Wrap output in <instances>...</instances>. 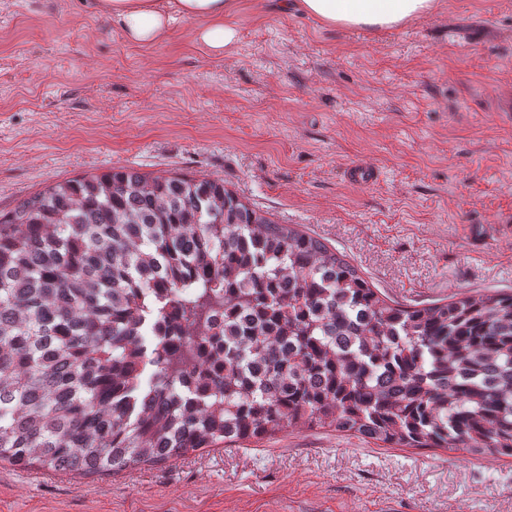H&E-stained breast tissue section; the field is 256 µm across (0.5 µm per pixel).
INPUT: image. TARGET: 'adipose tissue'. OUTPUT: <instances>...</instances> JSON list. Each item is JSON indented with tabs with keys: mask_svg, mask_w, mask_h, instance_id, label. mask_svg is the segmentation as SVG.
Returning <instances> with one entry per match:
<instances>
[{
	"mask_svg": "<svg viewBox=\"0 0 512 512\" xmlns=\"http://www.w3.org/2000/svg\"><path fill=\"white\" fill-rule=\"evenodd\" d=\"M294 6L330 26L392 30L431 13L436 0H294ZM90 8L140 47L163 42L188 21L196 24V41L213 54H224L240 39L238 0H91Z\"/></svg>",
	"mask_w": 512,
	"mask_h": 512,
	"instance_id": "1",
	"label": "adipose tissue"
}]
</instances>
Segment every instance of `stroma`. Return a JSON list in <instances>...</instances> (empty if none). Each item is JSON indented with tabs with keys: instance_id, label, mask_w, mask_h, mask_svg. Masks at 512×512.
I'll return each instance as SVG.
<instances>
[{
	"instance_id": "obj_1",
	"label": "stroma",
	"mask_w": 512,
	"mask_h": 512,
	"mask_svg": "<svg viewBox=\"0 0 512 512\" xmlns=\"http://www.w3.org/2000/svg\"><path fill=\"white\" fill-rule=\"evenodd\" d=\"M236 23L215 56L190 23L144 48L82 0H0V210L115 167L221 178L394 300L512 290V0L388 32L238 0ZM0 512H512V458L294 427L95 478L0 464Z\"/></svg>"
}]
</instances>
